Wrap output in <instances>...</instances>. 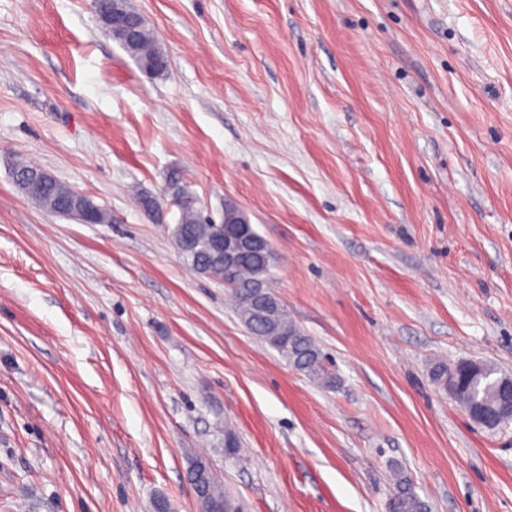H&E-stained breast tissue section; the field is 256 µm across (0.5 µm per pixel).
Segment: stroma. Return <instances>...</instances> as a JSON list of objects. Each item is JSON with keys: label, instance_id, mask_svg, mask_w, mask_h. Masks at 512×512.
<instances>
[{"label": "stroma", "instance_id": "stroma-1", "mask_svg": "<svg viewBox=\"0 0 512 512\" xmlns=\"http://www.w3.org/2000/svg\"><path fill=\"white\" fill-rule=\"evenodd\" d=\"M0 0V512H512V421L472 422L435 362L512 375V0ZM31 159L112 215L24 195ZM180 178L272 247L328 389L237 317L147 211ZM236 440L241 457L225 452ZM97 1L100 19L112 18V22L104 26L106 32L111 35L117 28L124 30L117 34L116 41L138 69L148 75L163 72L167 67V55L146 22L137 25L131 35L125 32L129 31L141 16L128 10L125 15L112 17L114 12L121 13V5L115 2L116 0ZM192 489V484L189 482ZM197 500H201L209 512H221L224 507V501L230 500V496L224 492V487L221 483L211 476L206 477L205 480H200L196 483L194 488ZM388 502V512H425V504L412 491L409 481L399 476Z\"/></svg>", "mask_w": 512, "mask_h": 512}]
</instances>
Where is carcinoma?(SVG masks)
Masks as SVG:
<instances>
[{"mask_svg":"<svg viewBox=\"0 0 512 512\" xmlns=\"http://www.w3.org/2000/svg\"><path fill=\"white\" fill-rule=\"evenodd\" d=\"M116 41L125 53L133 60L138 69L148 75H157L167 67V55L152 30L145 23L136 26L133 34L125 31L117 34ZM34 195L50 211L62 215L72 216V210L64 207L68 201V188L60 183L42 182L32 188ZM177 226L191 239L190 260L186 261L190 267L208 258L206 244L211 233L218 228L215 222H207L200 211L193 204L179 206ZM264 262L256 255H243L234 267V277L237 288L228 290L237 311L249 316V301L251 285L257 280L265 278L263 273ZM250 332L260 339L277 341L274 349L296 370L325 387L335 384V376L328 369L325 357L312 337L303 332L289 318L280 320L277 326L278 336H269L268 326L259 320H248ZM484 373L477 378H471L454 393L456 402L468 409L477 402H496L497 382L500 379L499 371L485 363ZM194 492L201 500L208 512H220L224 501L230 496L224 492L221 483L211 476L200 480L194 486ZM425 504L412 491L409 481L401 476L396 479L393 493L388 502V512H425Z\"/></svg>","mask_w":512,"mask_h":512,"instance_id":"1","label":"carcinoma"}]
</instances>
